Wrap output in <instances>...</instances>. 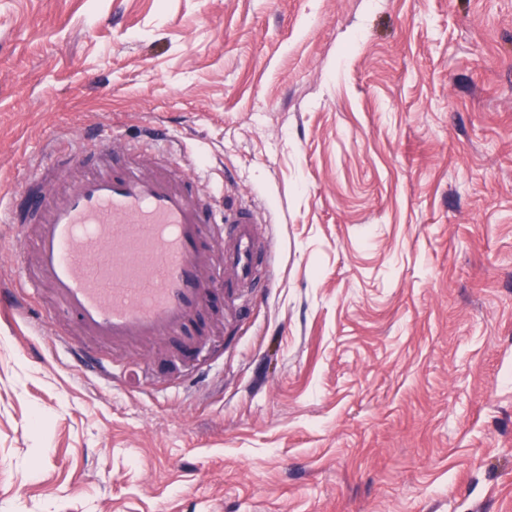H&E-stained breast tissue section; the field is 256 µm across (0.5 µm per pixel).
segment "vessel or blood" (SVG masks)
I'll use <instances>...</instances> for the list:
<instances>
[{
  "mask_svg": "<svg viewBox=\"0 0 512 512\" xmlns=\"http://www.w3.org/2000/svg\"><path fill=\"white\" fill-rule=\"evenodd\" d=\"M152 139L150 153L127 154L118 168L94 162L117 143L82 149L91 172L48 189L33 171L22 207L0 208V221L35 225V263L22 285L53 289V318L76 317L115 346L166 339L189 348L216 293L271 282L277 252L261 231L263 212L240 204L216 213L196 177L160 165L163 136Z\"/></svg>",
  "mask_w": 512,
  "mask_h": 512,
  "instance_id": "vessel-or-blood-1",
  "label": "vessel or blood"
}]
</instances>
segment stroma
I'll return each mask as SVG.
<instances>
[{
    "label": "stroma",
    "mask_w": 512,
    "mask_h": 512,
    "mask_svg": "<svg viewBox=\"0 0 512 512\" xmlns=\"http://www.w3.org/2000/svg\"><path fill=\"white\" fill-rule=\"evenodd\" d=\"M152 125L279 279L198 357L0 307V512H512V0H0V203Z\"/></svg>",
    "instance_id": "1"
}]
</instances>
